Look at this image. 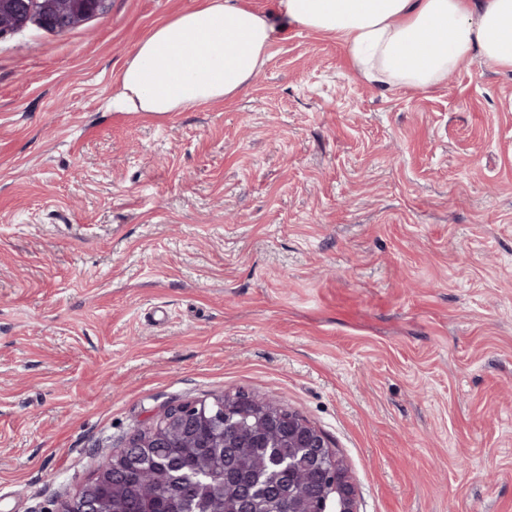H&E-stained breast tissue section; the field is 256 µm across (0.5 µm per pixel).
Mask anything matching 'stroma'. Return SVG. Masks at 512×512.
Listing matches in <instances>:
<instances>
[{"mask_svg":"<svg viewBox=\"0 0 512 512\" xmlns=\"http://www.w3.org/2000/svg\"><path fill=\"white\" fill-rule=\"evenodd\" d=\"M194 4L0 37V512L239 390L324 431L359 512H512V71L380 89L291 33L232 100L107 110Z\"/></svg>","mask_w":512,"mask_h":512,"instance_id":"1","label":"stroma"}]
</instances>
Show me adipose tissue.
<instances>
[{
  "instance_id": "obj_1",
  "label": "adipose tissue",
  "mask_w": 512,
  "mask_h": 512,
  "mask_svg": "<svg viewBox=\"0 0 512 512\" xmlns=\"http://www.w3.org/2000/svg\"><path fill=\"white\" fill-rule=\"evenodd\" d=\"M339 40L374 86L427 90L478 59L512 70V0H199L156 26L121 69L115 112H179L244 92L288 33Z\"/></svg>"
}]
</instances>
